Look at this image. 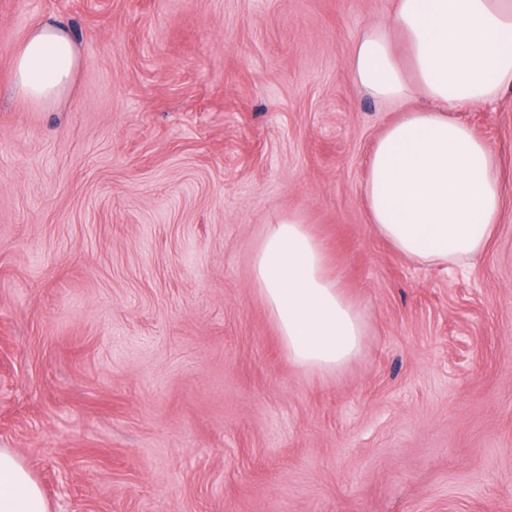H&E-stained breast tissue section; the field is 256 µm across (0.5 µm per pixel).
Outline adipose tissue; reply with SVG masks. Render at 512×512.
<instances>
[{"instance_id":"obj_1","label":"adipose tissue","mask_w":512,"mask_h":512,"mask_svg":"<svg viewBox=\"0 0 512 512\" xmlns=\"http://www.w3.org/2000/svg\"><path fill=\"white\" fill-rule=\"evenodd\" d=\"M396 31L408 43L416 84L397 62ZM349 65L373 97L400 101L416 92L425 102L387 126L371 150L362 194L377 234L421 264L464 267L483 256L506 195L501 159L452 114L512 86V0H397L394 27H371ZM77 67L64 27H32L15 54L13 92L27 104L52 101ZM253 278L299 369L334 372L358 357L365 317L330 275L324 246L302 217L268 225ZM0 512H50L40 484L7 448H0Z\"/></svg>"}]
</instances>
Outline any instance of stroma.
<instances>
[{"instance_id": "obj_1", "label": "stroma", "mask_w": 512, "mask_h": 512, "mask_svg": "<svg viewBox=\"0 0 512 512\" xmlns=\"http://www.w3.org/2000/svg\"><path fill=\"white\" fill-rule=\"evenodd\" d=\"M395 0H0V448L51 512H512V89L458 112L509 187L484 257L417 263L362 184L385 102L349 68ZM80 67L16 99L31 27ZM299 213L364 313L332 374L252 277Z\"/></svg>"}]
</instances>
